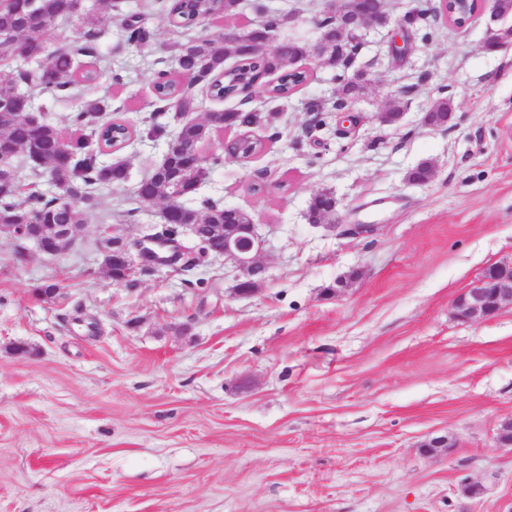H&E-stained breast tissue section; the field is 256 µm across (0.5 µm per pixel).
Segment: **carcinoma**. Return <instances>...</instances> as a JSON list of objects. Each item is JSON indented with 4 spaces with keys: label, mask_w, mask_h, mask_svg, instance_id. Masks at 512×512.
<instances>
[{
    "label": "carcinoma",
    "mask_w": 512,
    "mask_h": 512,
    "mask_svg": "<svg viewBox=\"0 0 512 512\" xmlns=\"http://www.w3.org/2000/svg\"><path fill=\"white\" fill-rule=\"evenodd\" d=\"M27 0H0V63H10L29 53L32 44L43 40L45 29L29 28L25 17ZM169 4L167 19L175 28L194 31L205 26L216 16L235 13L237 0H159ZM37 10L46 25L74 23L83 32L81 45L75 46L65 35H59L55 48L46 51L44 68L53 80L44 81L33 77L36 98H55L68 93L72 100L69 113L70 125L82 135L74 141H65L60 131L50 122L48 109L40 106L42 124L32 130L21 119L35 103L13 94L15 78H0V138L14 145V152L7 158L15 193L0 198V214L13 217L12 223L25 224L30 217L42 224H84L86 210L82 200L91 196L94 189L104 185H119L127 178L125 166L119 162L106 165L95 163V156L121 147L136 137V130L125 119L112 112L108 101L85 93H74L78 85H92L99 75L100 65L112 62L95 55L94 42L98 39L100 25L112 19V10L118 8V0H92L81 8H75V0H37ZM126 41L130 44L146 43L151 32L146 18L139 14L129 17L122 26ZM228 50L222 36H191L177 44L176 56L180 73L160 71L152 83V92L159 106L150 117V133L155 137H167L168 161L155 166L136 187V197L145 203L167 206L163 220L176 224L179 214L170 205L173 183L180 181L189 186L209 174V166H219L223 156L193 163L189 157L198 154L200 146L211 138L214 126L195 119L183 120L176 131L167 133V114L180 116L195 109L192 94L183 84L190 76L206 83L212 99L230 100L250 93L254 86H265L271 99H286L307 79V71L296 67L306 56V48L296 44L285 58L280 54L257 51L240 56L234 65L224 66ZM276 73V82L263 83V77ZM338 91L344 97H356L363 90L358 81L349 79L345 72L336 75ZM230 125L241 128L240 137L228 142L232 157L247 162L262 151V142L250 131L255 117L251 114L230 112ZM48 177L55 189L50 196L39 188L38 182ZM198 212L204 224H237L250 216L243 210L224 211V207L209 199L200 201Z\"/></svg>",
    "instance_id": "obj_1"
}]
</instances>
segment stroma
Masks as SVG:
<instances>
[{
    "instance_id": "stroma-1",
    "label": "stroma",
    "mask_w": 512,
    "mask_h": 512,
    "mask_svg": "<svg viewBox=\"0 0 512 512\" xmlns=\"http://www.w3.org/2000/svg\"><path fill=\"white\" fill-rule=\"evenodd\" d=\"M149 2L120 3L147 12L146 46L127 45L115 22L98 44L123 68L118 83L103 72L99 95L141 129L156 107L151 73L173 69L185 39ZM412 6L387 0V24L361 36L350 134L333 108L336 71L312 55L285 100L219 103L193 88V119L260 116L263 153L225 158L199 191L247 212L265 238L255 293L237 295L220 258L131 286L105 274L104 217L130 242L161 221L134 196L161 138L112 153L128 179L95 193L62 253L0 237V512H512V447L495 442L512 414V306L483 321L452 315L487 267L512 261V43L485 47L512 13L459 28L408 22ZM323 8L243 0L206 32L286 12L278 37L311 48ZM403 36L411 48L393 58ZM441 92L454 116L435 129L423 115ZM396 101L398 124H379ZM425 161L432 179L410 181ZM321 190L338 201L339 228L307 218ZM50 283L58 294L39 296ZM436 436L448 447L429 449Z\"/></svg>"
}]
</instances>
